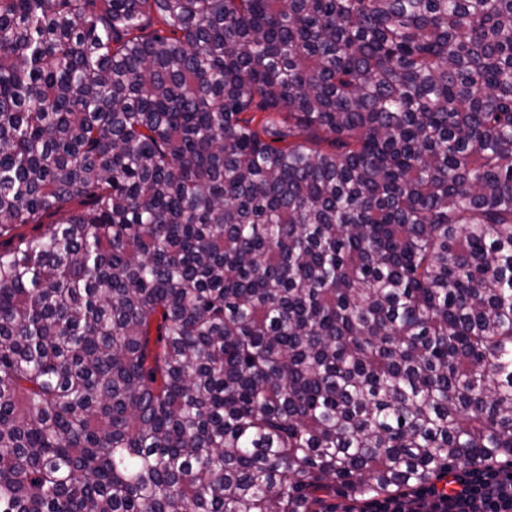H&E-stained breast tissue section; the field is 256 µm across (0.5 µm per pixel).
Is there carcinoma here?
<instances>
[{"mask_svg": "<svg viewBox=\"0 0 512 512\" xmlns=\"http://www.w3.org/2000/svg\"><path fill=\"white\" fill-rule=\"evenodd\" d=\"M63 209L0 251V512L512 460V0H0V236Z\"/></svg>", "mask_w": 512, "mask_h": 512, "instance_id": "cac0c4a2", "label": "carcinoma"}]
</instances>
